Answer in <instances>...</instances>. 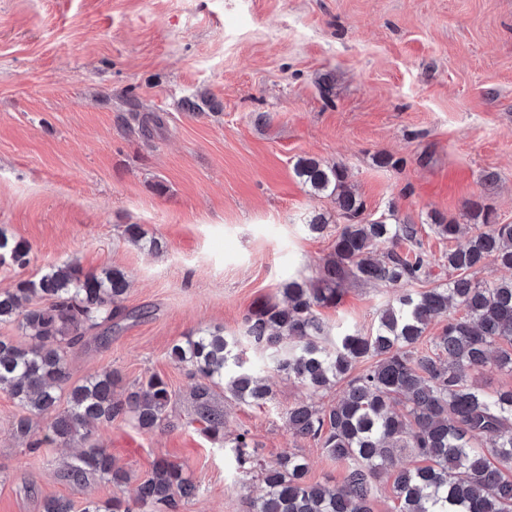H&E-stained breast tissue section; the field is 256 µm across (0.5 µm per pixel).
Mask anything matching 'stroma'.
<instances>
[{"instance_id":"35a3bbf8","label":"stroma","mask_w":512,"mask_h":512,"mask_svg":"<svg viewBox=\"0 0 512 512\" xmlns=\"http://www.w3.org/2000/svg\"><path fill=\"white\" fill-rule=\"evenodd\" d=\"M201 94L213 110L181 111ZM129 96L159 117L150 134ZM302 157L346 168L366 218L416 224L431 286L447 283L458 243L434 233L431 212L465 224L478 200L512 223V0H0V229L31 247L25 268L0 265V290L72 259L122 269L123 304L141 316L108 344L86 335L71 377L111 369L125 390L157 373L176 395L162 429L100 426L130 481L81 489L57 474L67 449L32 454L14 437L22 409L0 391V512H42L49 496L133 500L160 458L199 487L181 512H251L260 477L202 433L199 379L169 352L217 327L243 336L256 302L316 276L341 222L295 176ZM317 212L332 221L313 234ZM128 224L161 252L129 243ZM400 292L349 282L319 316L331 335L369 334ZM247 358L273 398L247 406L215 391L226 437L248 432L269 464L296 451L306 482L341 485L342 467L286 429L308 390L259 351Z\"/></svg>"}]
</instances>
